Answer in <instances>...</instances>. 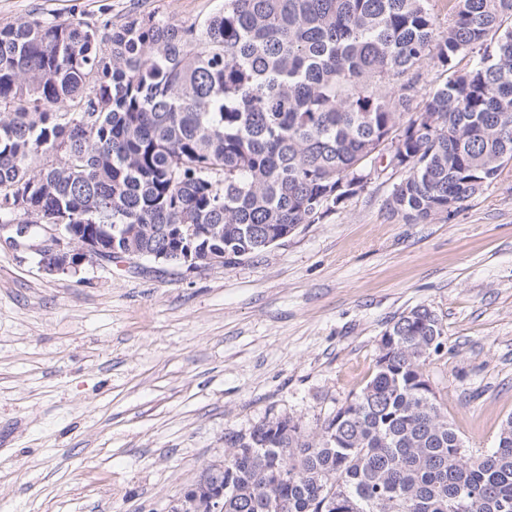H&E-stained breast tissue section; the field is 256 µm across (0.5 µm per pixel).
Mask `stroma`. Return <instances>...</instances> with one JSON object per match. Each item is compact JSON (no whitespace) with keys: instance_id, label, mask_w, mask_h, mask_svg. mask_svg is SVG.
<instances>
[{"instance_id":"35a3bbf8","label":"stroma","mask_w":512,"mask_h":512,"mask_svg":"<svg viewBox=\"0 0 512 512\" xmlns=\"http://www.w3.org/2000/svg\"><path fill=\"white\" fill-rule=\"evenodd\" d=\"M224 0H0L98 25L202 23ZM382 176L261 255L193 272L86 262L52 273L0 241V512H170L224 437L280 416L312 430L370 379L418 305L442 321L426 373L466 448L512 416V162L454 218L408 224Z\"/></svg>"}]
</instances>
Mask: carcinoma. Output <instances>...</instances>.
<instances>
[{"instance_id":"obj_1","label":"carcinoma","mask_w":512,"mask_h":512,"mask_svg":"<svg viewBox=\"0 0 512 512\" xmlns=\"http://www.w3.org/2000/svg\"><path fill=\"white\" fill-rule=\"evenodd\" d=\"M224 0L0 27V219L72 224L140 252L193 224L224 264L401 173L388 209L454 216L512 161V0ZM437 87L420 99L428 75ZM422 104H417V100ZM443 325L419 305L372 377L311 432L288 416L224 440V512H512V416L474 452L430 388Z\"/></svg>"}]
</instances>
